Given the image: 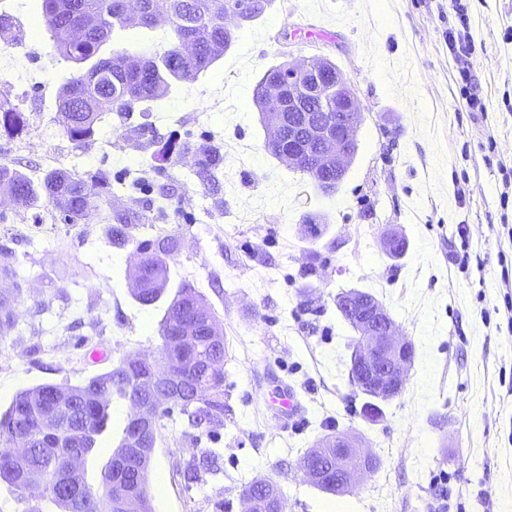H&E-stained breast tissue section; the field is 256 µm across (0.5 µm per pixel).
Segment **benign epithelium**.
<instances>
[{"label": "benign epithelium", "instance_id": "benign-epithelium-1", "mask_svg": "<svg viewBox=\"0 0 512 512\" xmlns=\"http://www.w3.org/2000/svg\"><path fill=\"white\" fill-rule=\"evenodd\" d=\"M266 98L283 111L263 112L261 121L270 129V138L278 139L288 125V165L307 174L318 186L331 189L332 182L320 172H332L344 178L357 152V132L362 112L355 90L341 71H330L329 61L288 64V76L266 85ZM338 310L352 311L349 324L357 333L351 359L354 384L363 393L379 401L392 400L404 391L414 348L387 311L372 297L355 289L336 295ZM158 430L157 415L146 405L134 406L129 419L130 431L137 435L143 428ZM355 455L361 465L346 467L336 489L349 491L376 464L375 457L356 446L343 433L336 434V458Z\"/></svg>", "mask_w": 512, "mask_h": 512}]
</instances>
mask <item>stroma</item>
<instances>
[{"mask_svg": "<svg viewBox=\"0 0 512 512\" xmlns=\"http://www.w3.org/2000/svg\"><path fill=\"white\" fill-rule=\"evenodd\" d=\"M464 2L476 46L469 82L448 48L459 24L448 0H267L195 82L126 115L103 113L77 144L55 116L78 69L34 26L40 0H0L13 20L0 34V81H12L8 101L26 118L22 133L0 128V165L35 181L51 168L110 180L91 224L66 223L45 201L18 207L0 187V264L16 272L0 291L22 288L0 335V410L23 389L77 385L156 351L164 311L188 282L224 334L231 415L198 436L179 409L160 419L153 512H242L243 487L261 477L280 488L285 512H512V394L499 379L512 368V330L495 312L499 258H512V202H500L512 167V0ZM285 59L330 60L357 93L358 150L332 193L264 147L253 92ZM466 94L485 111L462 107ZM165 143L170 161L153 160ZM203 151L218 160L204 175ZM163 188L169 199L154 208ZM132 212L146 223L132 226L133 242L112 244L108 226ZM391 225L408 242L399 258L381 245ZM168 233L179 238L168 286L140 305L134 242ZM466 253L481 265L461 266ZM350 289L378 300L414 346L405 391L373 419L349 376L354 331L335 304ZM282 385L298 402L289 422L271 401ZM329 433L358 438L378 461L338 496L299 471ZM208 450L215 471L190 473Z\"/></svg>", "mask_w": 512, "mask_h": 512, "instance_id": "1", "label": "stroma"}]
</instances>
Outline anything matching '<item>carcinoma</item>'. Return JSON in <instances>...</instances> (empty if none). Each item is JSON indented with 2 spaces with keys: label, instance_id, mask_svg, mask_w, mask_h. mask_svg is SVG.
<instances>
[{
  "label": "carcinoma",
  "instance_id": "carcinoma-1",
  "mask_svg": "<svg viewBox=\"0 0 512 512\" xmlns=\"http://www.w3.org/2000/svg\"><path fill=\"white\" fill-rule=\"evenodd\" d=\"M128 0H41L42 25L51 49L64 59L83 64L97 55L113 32L129 26ZM137 24L152 28L162 16L169 26L168 47L139 53L117 51L100 58L83 74L70 79L58 94L57 122L73 142L89 140L104 112H128L135 103L164 99L175 82H190L209 70L224 56L233 42L235 20L224 23V0H139ZM188 37L191 54L180 56L177 46ZM288 67L284 62L269 68L254 89L253 100L267 111L263 87ZM24 116L12 107L0 104V126L15 132L24 126ZM102 176L87 178L61 168L46 172L34 183L28 176L0 166V183L13 192L14 202L24 208H36L45 198L72 224L85 221L99 211L103 200L97 190ZM118 224L109 227L110 240L118 245L133 241L130 224L139 216L121 215ZM158 242L164 256L155 257L151 240L136 243L144 259L142 275L149 287L134 291L135 300L150 306L163 296L169 281V259L178 239L166 235ZM190 312L197 334L187 337L186 351L174 349L170 365L179 370L186 357L194 359L192 373L183 378L181 389H170L166 379L157 376L150 363L125 359L107 372L97 374L80 385L42 383L16 394L0 412V483L21 495L34 489L24 475L44 470L59 477L56 484L37 488L58 512H118L122 500L135 499L140 512H151L149 468L153 434L143 439L145 448L127 447L128 428L112 448L97 483H91L87 471L71 466L72 458L84 462L93 455L109 430V406L114 400L132 404L149 402L165 415L174 407L187 416L194 429L224 424V365L212 373L207 362L227 355L225 343L211 335L214 311L207 300L189 283H183L168 304L159 325L162 343L174 334L180 316ZM303 476L325 493H336V483L321 478L323 472L336 470L334 450L323 455L305 454L299 462Z\"/></svg>",
  "mask_w": 512,
  "mask_h": 512
}]
</instances>
